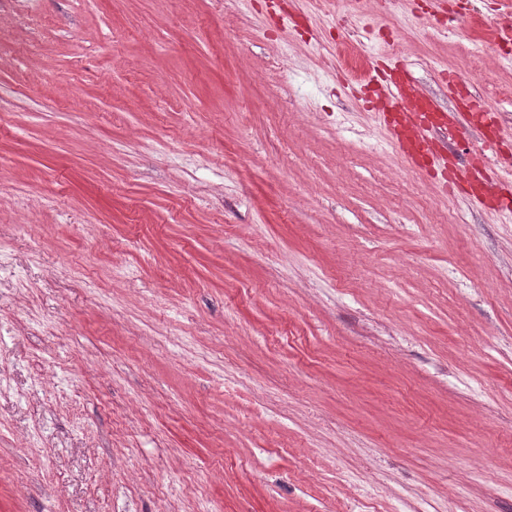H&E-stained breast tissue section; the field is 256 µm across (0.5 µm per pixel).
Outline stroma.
Here are the masks:
<instances>
[{"mask_svg": "<svg viewBox=\"0 0 512 512\" xmlns=\"http://www.w3.org/2000/svg\"><path fill=\"white\" fill-rule=\"evenodd\" d=\"M496 7L0 0V512H512V213L364 103L512 192ZM369 103L376 112H386L389 107L399 106V118L390 135L406 160L413 164H417L420 158L434 156L436 137L431 136V128L435 126L441 131L450 127L445 126L446 121L428 123V114L439 111L411 79L382 85L377 100Z\"/></svg>", "mask_w": 512, "mask_h": 512, "instance_id": "obj_1", "label": "stroma"}]
</instances>
